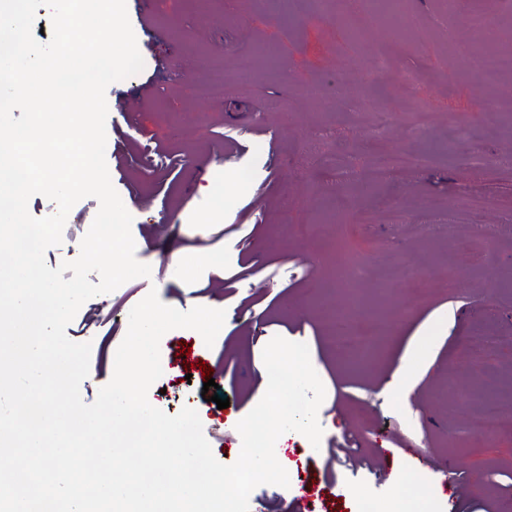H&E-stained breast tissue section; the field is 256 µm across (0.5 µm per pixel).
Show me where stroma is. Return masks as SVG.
Returning <instances> with one entry per match:
<instances>
[{"mask_svg": "<svg viewBox=\"0 0 512 512\" xmlns=\"http://www.w3.org/2000/svg\"><path fill=\"white\" fill-rule=\"evenodd\" d=\"M126 5L144 67L105 91L106 161L151 274L87 300L67 337L99 356L101 338L122 342L149 291L187 311L197 281L212 279L224 325L210 347L192 329L162 337L173 370L151 386L153 406L195 409L215 458L230 465L274 336L307 344L326 389L319 447L283 438L276 457L290 486H258L249 512H356L363 496L406 497L420 512H512V426L483 432L485 390L512 391V133L480 88V50L450 54L469 40L473 15L512 54V6L456 0L452 20L442 0H408L413 21L399 33L369 0H352L350 28L319 0ZM384 51L389 68L371 74ZM388 157L391 182L339 186L346 170ZM218 181L219 201L209 190ZM98 209L93 197L74 205L70 232L45 253L50 268L79 256ZM295 224L316 233L297 238ZM339 244L363 261L368 299L390 286L414 310L354 321L355 335H392L382 362L361 374L328 344L313 300ZM480 335L488 345L474 344ZM205 365L228 408L203 396ZM446 464L459 482L446 480Z\"/></svg>", "mask_w": 512, "mask_h": 512, "instance_id": "obj_1", "label": "stroma"}]
</instances>
